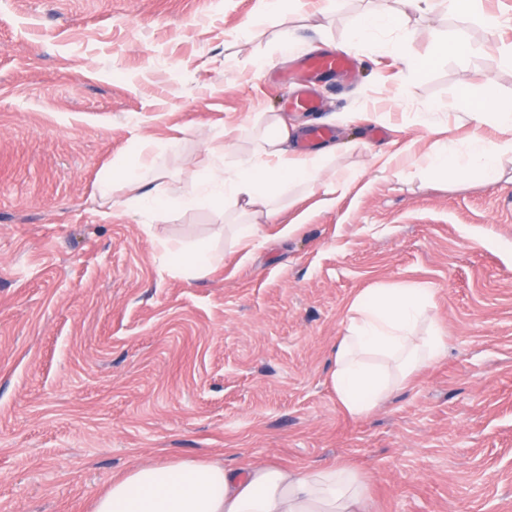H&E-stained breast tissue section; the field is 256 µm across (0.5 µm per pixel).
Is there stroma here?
<instances>
[{
    "instance_id": "stroma-1",
    "label": "stroma",
    "mask_w": 512,
    "mask_h": 512,
    "mask_svg": "<svg viewBox=\"0 0 512 512\" xmlns=\"http://www.w3.org/2000/svg\"><path fill=\"white\" fill-rule=\"evenodd\" d=\"M256 3L0 0V512H92L113 477L180 459L348 463L369 512H512V154L492 183L429 180L410 159L469 141L474 76L492 78L483 97L512 100V0L414 14L358 43L373 0L328 19L303 0L285 25L255 20ZM288 26L302 54L353 43V71L317 81L319 111L287 109L292 85L265 77L266 61L294 63ZM406 27L403 56L384 51ZM458 37L467 52L443 53ZM270 112L329 121L353 176L333 208L309 196L295 234L264 225L245 257L220 207L102 217L98 181L143 140L176 187L211 150L249 155ZM477 131L512 135L492 115ZM163 242L221 260L186 275ZM398 282L432 288L447 350L351 416L329 382L345 310Z\"/></svg>"
}]
</instances>
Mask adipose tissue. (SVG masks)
Segmentation results:
<instances>
[{"label":"adipose tissue","mask_w":512,"mask_h":512,"mask_svg":"<svg viewBox=\"0 0 512 512\" xmlns=\"http://www.w3.org/2000/svg\"><path fill=\"white\" fill-rule=\"evenodd\" d=\"M424 2L381 0L360 22L358 39L391 27L400 14ZM294 133L281 116L270 115L263 138L234 168L211 169L207 178L174 196L158 184L151 199L158 207L174 198L186 208L228 204L241 209L246 220L237 227V240L247 247L258 241L267 224H282L283 234L292 235L304 216L284 219L278 197L284 187H306L320 194L322 206L331 207L350 183L329 174L335 146L287 154L284 145ZM509 153L512 139L490 143L476 134L467 153L442 148L419 156L417 163L432 179L451 172L462 176L476 167L492 182L501 157ZM431 307L429 288L403 284L368 289L349 303L330 371L336 399L347 413L364 416L441 358L447 338L438 321H431L426 334L417 332ZM365 506L364 484L345 463L307 469L250 463L230 470L218 461L177 460L138 466L116 478L96 501L94 512H366Z\"/></svg>","instance_id":"ef3b65f1"}]
</instances>
